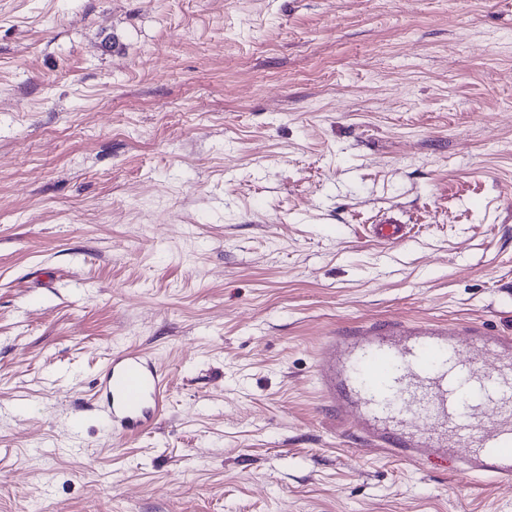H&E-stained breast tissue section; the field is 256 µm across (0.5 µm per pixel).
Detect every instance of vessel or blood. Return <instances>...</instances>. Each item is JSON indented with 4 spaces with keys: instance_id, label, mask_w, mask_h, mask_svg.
I'll return each mask as SVG.
<instances>
[{
    "instance_id": "b4317fda",
    "label": "vessel or blood",
    "mask_w": 512,
    "mask_h": 512,
    "mask_svg": "<svg viewBox=\"0 0 512 512\" xmlns=\"http://www.w3.org/2000/svg\"><path fill=\"white\" fill-rule=\"evenodd\" d=\"M375 238L395 243L389 218ZM499 358L485 370V357ZM327 407L358 437L410 463L450 455L453 472L512 484V336L475 327L385 321L324 337L314 365ZM165 379L128 351L113 357L101 391L112 428L146 429L162 411Z\"/></svg>"
}]
</instances>
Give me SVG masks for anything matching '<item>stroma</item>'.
I'll return each mask as SVG.
<instances>
[{
  "label": "stroma",
  "instance_id": "1",
  "mask_svg": "<svg viewBox=\"0 0 512 512\" xmlns=\"http://www.w3.org/2000/svg\"><path fill=\"white\" fill-rule=\"evenodd\" d=\"M393 319L512 336V0H0V512H512L319 403ZM405 227L398 219L388 218L380 224H374L373 235L381 241L395 243L405 238ZM165 378L151 362L128 351L112 358L101 391L103 409L121 435L146 429L161 414Z\"/></svg>",
  "mask_w": 512,
  "mask_h": 512
}]
</instances>
